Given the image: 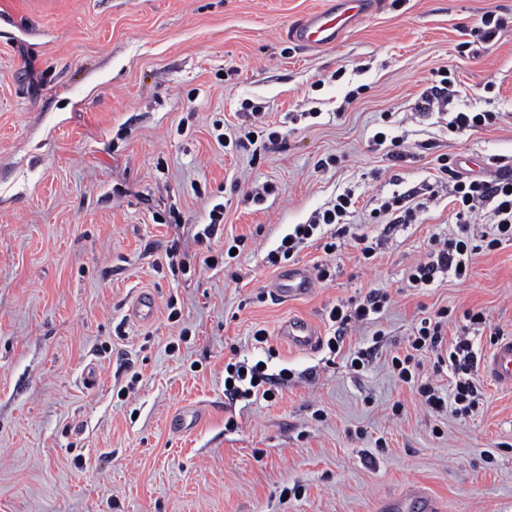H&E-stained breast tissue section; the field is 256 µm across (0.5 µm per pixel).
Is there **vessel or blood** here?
Listing matches in <instances>:
<instances>
[{
	"label": "vessel or blood",
	"instance_id": "1",
	"mask_svg": "<svg viewBox=\"0 0 512 512\" xmlns=\"http://www.w3.org/2000/svg\"><path fill=\"white\" fill-rule=\"evenodd\" d=\"M377 6L376 0H330L329 4L308 13L289 30L290 39L303 46L324 48L335 45L360 19ZM315 287L311 269L297 265L280 271L270 291L276 300L287 302L308 295ZM289 345L307 349L317 341L315 326L306 319H290L280 327ZM481 374L496 384L512 388V336L497 339L480 360ZM386 512H437V503L419 487L388 497Z\"/></svg>",
	"mask_w": 512,
	"mask_h": 512
}]
</instances>
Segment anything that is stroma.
I'll use <instances>...</instances> for the list:
<instances>
[{
	"label": "stroma",
	"instance_id": "35a3bbf8",
	"mask_svg": "<svg viewBox=\"0 0 512 512\" xmlns=\"http://www.w3.org/2000/svg\"><path fill=\"white\" fill-rule=\"evenodd\" d=\"M325 2L0 0V512H380L412 484L444 512H512V390L481 377L469 415L436 413L391 364L440 309L444 345L480 357L512 336V242L475 251L467 279H408L456 230L438 156L512 167V0H382L334 46L289 41ZM489 12L503 26L476 41ZM442 71L452 92L422 106ZM254 109L283 136L256 159L233 145ZM462 111L496 118L456 136ZM347 190L373 257L308 244L294 262L329 278L274 301L267 254ZM398 194L415 223H371ZM175 239L190 271L170 265ZM376 289L384 308L330 353L329 309ZM143 292L156 313L139 323ZM291 317L319 344L288 345ZM243 360L291 378L273 401L229 400L224 366ZM188 407L199 425L170 431Z\"/></svg>",
	"mask_w": 512,
	"mask_h": 512
}]
</instances>
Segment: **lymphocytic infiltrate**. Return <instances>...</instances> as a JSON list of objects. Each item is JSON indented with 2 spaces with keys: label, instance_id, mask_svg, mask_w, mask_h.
Masks as SVG:
<instances>
[{
  "label": "lymphocytic infiltrate",
  "instance_id": "obj_1",
  "mask_svg": "<svg viewBox=\"0 0 512 512\" xmlns=\"http://www.w3.org/2000/svg\"><path fill=\"white\" fill-rule=\"evenodd\" d=\"M438 170L447 175L452 184L451 193L455 201L454 219L457 231L445 240L433 241L425 259L417 263L409 275L410 282L423 286L431 285L437 273H451L455 278H467V265L474 245L468 236V228L479 209L491 206L493 212V227L489 234L484 235L483 242L486 250L498 248L505 242H512V174L501 173L495 179L486 180L479 176H468L459 171L454 158L448 155L438 159ZM354 204L351 192H344L336 197L333 203L317 212L309 223L295 225L292 233L286 234L280 245L268 253L266 261L275 266L282 260L292 258L298 246L314 237L321 227H330V239L323 243L325 253L331 254L336 250V238L350 234L347 219ZM387 299L386 293L374 290L364 300L348 306L338 304L328 312V319L335 326L333 336L329 337L327 346L330 351H337L342 336L350 322L368 320L371 314L377 313ZM448 311L441 310L422 319L417 334L411 342L412 351L402 357H393L392 364L403 382L413 378L411 365L415 352L426 350L441 352L444 336L445 321ZM469 346L465 342L455 344L453 351L447 352L451 367L459 373L458 378L449 382L447 391H439L430 383H422L417 389L422 404L435 412L453 409L460 415L468 414L478 405L481 393L472 378H469V364L460 360L461 354L467 353ZM263 363L247 365L243 362L228 363L224 371L231 388L225 394L229 399H248L261 395L265 400H273L276 396L274 385L286 382L288 371H280L272 377L264 372Z\"/></svg>",
  "mask_w": 512,
  "mask_h": 512
}]
</instances>
